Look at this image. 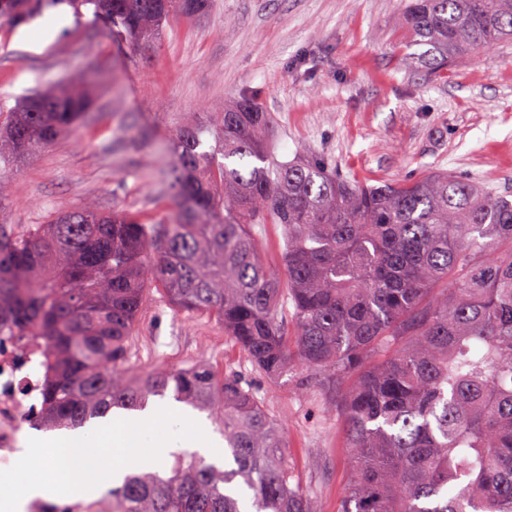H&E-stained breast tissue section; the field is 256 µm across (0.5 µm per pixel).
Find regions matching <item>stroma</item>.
I'll return each mask as SVG.
<instances>
[{
	"mask_svg": "<svg viewBox=\"0 0 512 512\" xmlns=\"http://www.w3.org/2000/svg\"><path fill=\"white\" fill-rule=\"evenodd\" d=\"M403 0H210L195 17L172 15L149 46L114 42L90 8L66 5L13 24L0 18V110L42 85L88 74L94 98L78 127L9 165L0 224H45L86 200L148 222L174 215L163 171L170 131L210 125L226 100L248 95L271 113L278 159L321 158L356 180H408L430 170L512 194V42L435 75L402 61ZM24 49L20 32L42 39ZM152 139L143 150V139ZM186 337L172 352L168 339ZM129 373L204 363L252 387L283 427L288 480L318 512H338L352 479L337 395L307 382L298 361L277 380L205 313L178 311L147 290L126 352Z\"/></svg>",
	"mask_w": 512,
	"mask_h": 512,
	"instance_id": "1",
	"label": "stroma"
}]
</instances>
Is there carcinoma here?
<instances>
[{"instance_id":"obj_1","label":"carcinoma","mask_w":512,"mask_h":512,"mask_svg":"<svg viewBox=\"0 0 512 512\" xmlns=\"http://www.w3.org/2000/svg\"><path fill=\"white\" fill-rule=\"evenodd\" d=\"M90 6L132 46L207 0H0L22 21ZM406 64L429 75L512 41V0H410L398 17ZM80 75L18 101L0 126V161L76 127L91 104ZM272 118L247 96L224 102L217 146L181 127L166 177L177 214L146 224L91 201L47 224H0V325L46 346L34 424L79 428L149 397L177 399L221 429L232 465L174 456L169 475H127L96 512H317L292 487L286 435L252 388L207 365L125 369L146 288L205 312L262 375L295 356L343 387L354 478L339 512H512V199L444 171L368 186L322 159L274 161ZM279 224L284 275L252 228ZM293 307V327L279 318Z\"/></svg>"}]
</instances>
